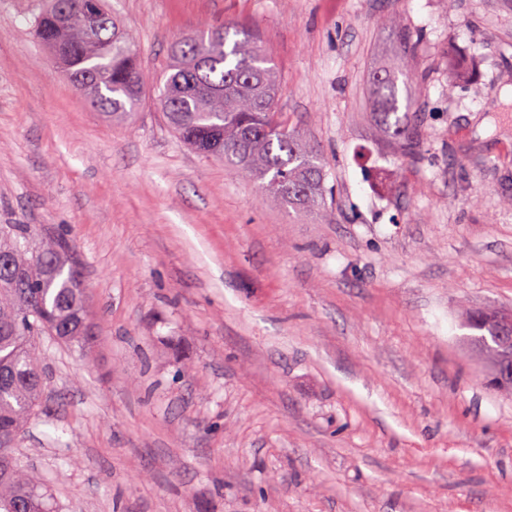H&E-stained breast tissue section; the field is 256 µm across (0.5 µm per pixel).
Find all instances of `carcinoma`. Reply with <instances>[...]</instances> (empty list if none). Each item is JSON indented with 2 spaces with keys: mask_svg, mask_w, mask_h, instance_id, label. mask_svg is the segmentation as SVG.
Instances as JSON below:
<instances>
[{
  "mask_svg": "<svg viewBox=\"0 0 512 512\" xmlns=\"http://www.w3.org/2000/svg\"><path fill=\"white\" fill-rule=\"evenodd\" d=\"M86 2L46 0L31 24L36 43L73 77L68 89L120 121L153 83L168 125L190 147L260 181L280 206L304 216L323 208L325 161L280 111L277 73L250 36L237 31L231 40L227 27L185 35L171 43L168 69L154 79L107 0H95L97 30L91 39L84 35ZM370 93L398 143L416 145L418 129L399 116L394 81L375 76ZM1 254L14 263L0 267V438L15 445L42 409L44 358L35 337L86 347L95 331L81 270L65 243L28 224H0ZM0 512H53L39 473L1 442Z\"/></svg>",
  "mask_w": 512,
  "mask_h": 512,
  "instance_id": "carcinoma-1",
  "label": "carcinoma"
}]
</instances>
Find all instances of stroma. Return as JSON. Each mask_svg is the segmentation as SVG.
<instances>
[{"instance_id":"obj_1","label":"stroma","mask_w":512,"mask_h":512,"mask_svg":"<svg viewBox=\"0 0 512 512\" xmlns=\"http://www.w3.org/2000/svg\"><path fill=\"white\" fill-rule=\"evenodd\" d=\"M109 2L156 75L185 34L253 35L328 195L270 204L152 97L106 120L35 43L40 0H0V224L71 245L96 326L36 341L48 394L16 453L55 512H512V392L459 323L512 315V0ZM370 93L379 105L381 121L393 129L394 138L398 143L409 146V153L415 149L418 141V129L405 123L404 117L399 116L400 106L394 81L386 76H375L370 83Z\"/></svg>"}]
</instances>
